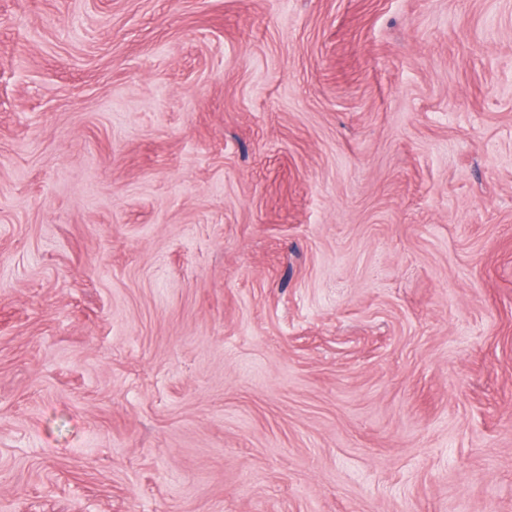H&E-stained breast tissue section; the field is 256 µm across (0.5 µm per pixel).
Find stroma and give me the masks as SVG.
Instances as JSON below:
<instances>
[{
  "label": "stroma",
  "instance_id": "1",
  "mask_svg": "<svg viewBox=\"0 0 512 512\" xmlns=\"http://www.w3.org/2000/svg\"><path fill=\"white\" fill-rule=\"evenodd\" d=\"M0 512H512V0H0Z\"/></svg>",
  "mask_w": 512,
  "mask_h": 512
}]
</instances>
